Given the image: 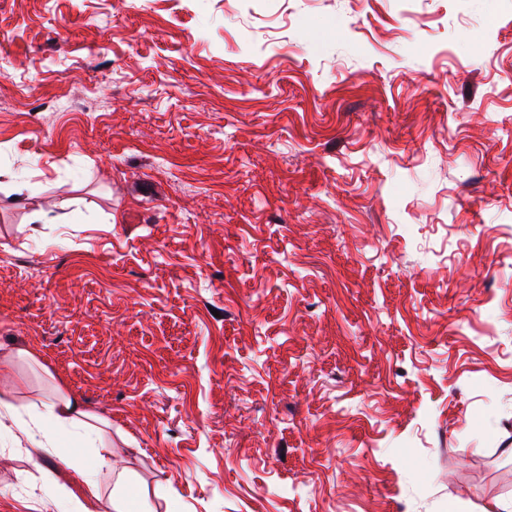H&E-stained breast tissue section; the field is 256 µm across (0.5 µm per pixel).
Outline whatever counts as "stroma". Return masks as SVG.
<instances>
[{
	"instance_id": "obj_1",
	"label": "stroma",
	"mask_w": 512,
	"mask_h": 512,
	"mask_svg": "<svg viewBox=\"0 0 512 512\" xmlns=\"http://www.w3.org/2000/svg\"><path fill=\"white\" fill-rule=\"evenodd\" d=\"M157 512L512 499V0H0V352ZM0 428V512L82 493ZM43 409L41 418L33 426L21 428L36 453H51L49 448H56L59 437L68 434L88 443L90 448H97L98 467L112 464V424L89 412L72 394L56 390L40 399ZM42 435L45 441L36 440L33 429Z\"/></svg>"
}]
</instances>
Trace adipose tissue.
I'll return each instance as SVG.
<instances>
[{"label":"adipose tissue","mask_w":512,"mask_h":512,"mask_svg":"<svg viewBox=\"0 0 512 512\" xmlns=\"http://www.w3.org/2000/svg\"><path fill=\"white\" fill-rule=\"evenodd\" d=\"M43 409L33 427L24 428L31 437L36 452L55 447L61 435L79 438L97 450L99 466L112 463V425L107 420L89 412L72 394L57 390L40 401ZM66 466L84 486V501L72 504V512H154L147 496L137 487L136 474L126 469L118 473L110 494H103L90 469L80 460L69 458Z\"/></svg>","instance_id":"adipose-tissue-1"}]
</instances>
